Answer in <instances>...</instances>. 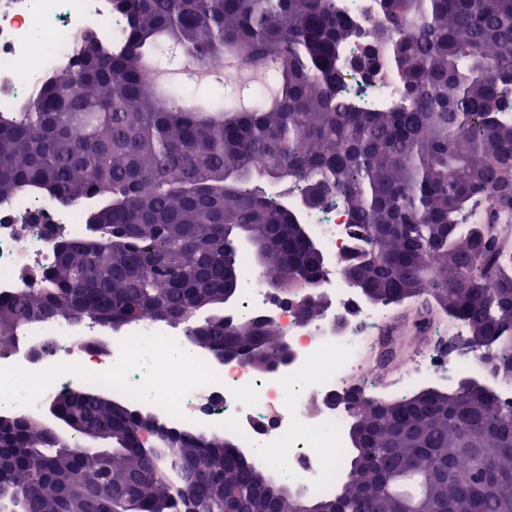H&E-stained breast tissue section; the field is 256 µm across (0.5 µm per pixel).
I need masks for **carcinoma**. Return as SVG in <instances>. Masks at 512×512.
Wrapping results in <instances>:
<instances>
[{
  "label": "carcinoma",
  "instance_id": "carcinoma-1",
  "mask_svg": "<svg viewBox=\"0 0 512 512\" xmlns=\"http://www.w3.org/2000/svg\"><path fill=\"white\" fill-rule=\"evenodd\" d=\"M385 26L358 67L392 70L389 110L351 104L338 85L351 24L331 0H112L120 45L80 42L23 112H0V199L33 187L83 206L90 233L57 245L39 287L0 297V336L67 311L122 327L199 303L193 342L275 365L282 336L255 320L225 324L224 268L240 292L244 258L297 293L323 274V249L266 186L344 199L356 243L346 268L385 306L431 296L448 322L494 348L512 377V252L462 213L512 194V0H381ZM217 70L228 56L258 75L249 106L236 78L161 93L147 61L167 47ZM112 448H54L40 421L0 428V512H512V404L480 387L355 397L354 455L334 495L304 497L222 434L155 427L160 417L109 390L52 398ZM448 481L428 483L443 461ZM422 478L414 501L384 474Z\"/></svg>",
  "mask_w": 512,
  "mask_h": 512
}]
</instances>
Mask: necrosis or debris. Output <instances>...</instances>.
Segmentation results:
<instances>
[{
	"instance_id": "obj_1",
	"label": "necrosis or debris",
	"mask_w": 512,
	"mask_h": 512,
	"mask_svg": "<svg viewBox=\"0 0 512 512\" xmlns=\"http://www.w3.org/2000/svg\"><path fill=\"white\" fill-rule=\"evenodd\" d=\"M334 4L354 29L338 66L341 85L358 102L390 106L396 98L394 75L383 71L368 76L349 63L374 42L382 19L379 0ZM125 24L111 0H0V110L26 109L45 78L72 63L85 33L97 32L108 48L119 43ZM288 207L308 224L329 258L325 274L303 293L320 304V313L301 317L298 300L280 293L253 269L243 279L240 305L227 310L228 317L261 319L288 336L295 351L288 368L268 375L237 362L218 365L193 348L182 331L148 316L114 335L86 321L45 320L0 337V413H36L53 394L105 382L175 427L225 432L249 450L288 446L285 456L265 457L269 472L303 482L313 494L333 490L344 457L326 458L320 448L326 441L345 447L348 413L317 411L314 402L347 392L401 398L434 383L454 385L456 377L481 374L482 368L462 357L448 376L435 360L419 357L375 374L371 359L389 312L364 299L344 275L343 256L352 244L347 208L333 193L320 206L306 208L295 190L288 194ZM87 231L78 206L58 205L31 190L1 201L0 296L26 288L30 272L54 264L59 241ZM175 347L183 350V360H163V352Z\"/></svg>"
}]
</instances>
